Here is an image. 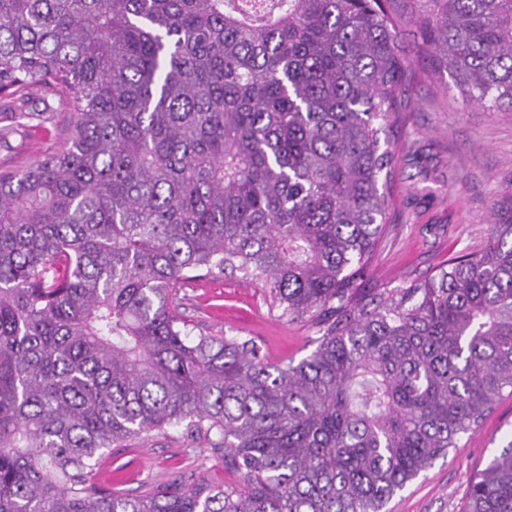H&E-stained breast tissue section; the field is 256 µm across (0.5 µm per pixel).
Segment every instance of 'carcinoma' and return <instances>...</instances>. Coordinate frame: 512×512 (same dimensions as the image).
Listing matches in <instances>:
<instances>
[{
    "label": "carcinoma",
    "instance_id": "carcinoma-1",
    "mask_svg": "<svg viewBox=\"0 0 512 512\" xmlns=\"http://www.w3.org/2000/svg\"><path fill=\"white\" fill-rule=\"evenodd\" d=\"M413 51L512 108V0H0V94L69 112L0 170V512H383L512 396L511 191L481 249L360 288ZM235 272L309 355L193 334L180 292ZM170 428L243 486L93 484ZM465 512H512V440Z\"/></svg>",
    "mask_w": 512,
    "mask_h": 512
}]
</instances>
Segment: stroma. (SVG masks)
Segmentation results:
<instances>
[{
    "mask_svg": "<svg viewBox=\"0 0 512 512\" xmlns=\"http://www.w3.org/2000/svg\"><path fill=\"white\" fill-rule=\"evenodd\" d=\"M423 78L410 91V108L394 135L398 153L397 205L363 280L367 288H396L435 275L451 256L480 249L491 207L512 191V111L490 112L445 93L446 76L428 73V61L411 57ZM52 108L49 122L38 118ZM67 113L58 99L35 87L24 101L0 97V166L22 168L66 141ZM183 311L194 322L254 340L274 362L300 360L314 350L316 333L303 321L286 322L270 311L260 288L241 275L197 282ZM512 440V397L501 400L482 426L462 435L447 457L408 482L387 503L388 512H462L474 475ZM180 473L213 484L238 483L236 473L180 430L144 434L113 449L94 481L144 494Z\"/></svg>",
    "mask_w": 512,
    "mask_h": 512,
    "instance_id": "35a3bbf8",
    "label": "stroma"
}]
</instances>
